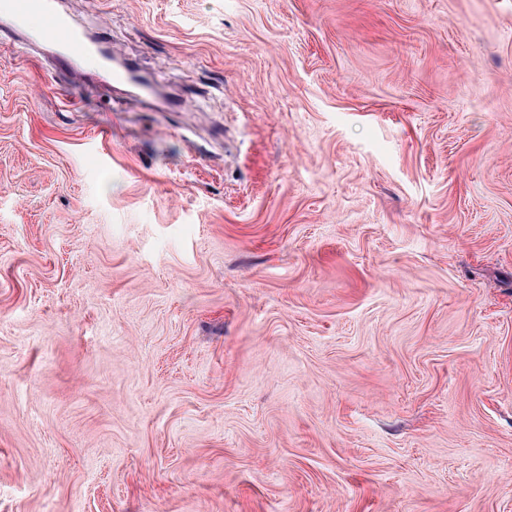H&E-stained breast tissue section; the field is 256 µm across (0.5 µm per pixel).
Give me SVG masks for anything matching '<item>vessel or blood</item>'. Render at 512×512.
<instances>
[{
	"mask_svg": "<svg viewBox=\"0 0 512 512\" xmlns=\"http://www.w3.org/2000/svg\"><path fill=\"white\" fill-rule=\"evenodd\" d=\"M0 15L11 21L13 33L32 50L54 49L53 61L61 68L85 75L89 63L103 61L57 0H0Z\"/></svg>",
	"mask_w": 512,
	"mask_h": 512,
	"instance_id": "vessel-or-blood-1",
	"label": "vessel or blood"
}]
</instances>
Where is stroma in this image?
Segmentation results:
<instances>
[{"label":"stroma","instance_id":"1","mask_svg":"<svg viewBox=\"0 0 512 512\" xmlns=\"http://www.w3.org/2000/svg\"><path fill=\"white\" fill-rule=\"evenodd\" d=\"M59 7L155 94L0 30V512H512V0Z\"/></svg>","mask_w":512,"mask_h":512}]
</instances>
